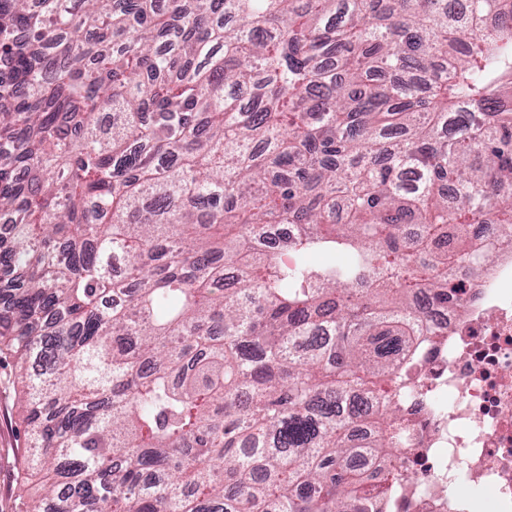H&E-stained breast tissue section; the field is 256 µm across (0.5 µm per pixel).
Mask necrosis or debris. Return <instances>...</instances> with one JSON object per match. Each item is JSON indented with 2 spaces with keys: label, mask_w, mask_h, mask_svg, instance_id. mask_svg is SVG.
Instances as JSON below:
<instances>
[{
  "label": "necrosis or debris",
  "mask_w": 512,
  "mask_h": 512,
  "mask_svg": "<svg viewBox=\"0 0 512 512\" xmlns=\"http://www.w3.org/2000/svg\"><path fill=\"white\" fill-rule=\"evenodd\" d=\"M457 282L447 307L417 300L438 332L421 342L413 385L436 404L405 403L412 441L361 466L370 484L383 469L397 475L381 512H475L479 489L491 491L493 512H512V245L492 263L463 258Z\"/></svg>",
  "instance_id": "obj_1"
}]
</instances>
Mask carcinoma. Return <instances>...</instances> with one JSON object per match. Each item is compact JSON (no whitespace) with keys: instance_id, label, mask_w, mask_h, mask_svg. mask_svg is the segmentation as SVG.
<instances>
[{"instance_id":"obj_1","label":"carcinoma","mask_w":512,"mask_h":512,"mask_svg":"<svg viewBox=\"0 0 512 512\" xmlns=\"http://www.w3.org/2000/svg\"><path fill=\"white\" fill-rule=\"evenodd\" d=\"M0 57L23 512H369L356 399L512 236V0H0Z\"/></svg>"}]
</instances>
